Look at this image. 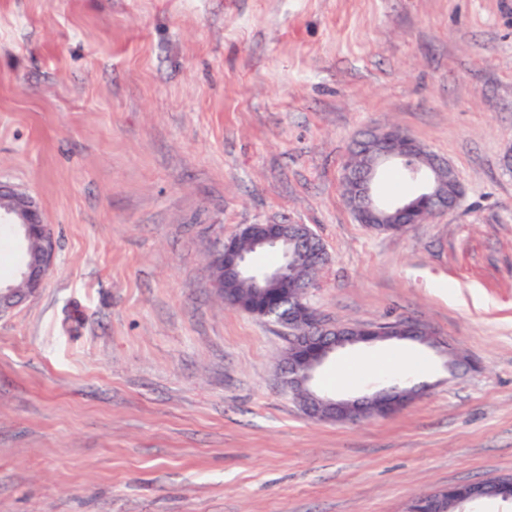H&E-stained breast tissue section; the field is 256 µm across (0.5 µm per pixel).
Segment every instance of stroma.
I'll return each mask as SVG.
<instances>
[{"label": "stroma", "instance_id": "stroma-1", "mask_svg": "<svg viewBox=\"0 0 512 512\" xmlns=\"http://www.w3.org/2000/svg\"><path fill=\"white\" fill-rule=\"evenodd\" d=\"M395 126L447 161L460 206L356 223L342 172ZM512 0H0V181L57 242L0 317V512H404L512 474ZM306 224L339 325L412 321L435 348L337 354L308 417L285 330L222 302L217 232ZM353 377L340 380V365Z\"/></svg>", "mask_w": 512, "mask_h": 512}]
</instances>
